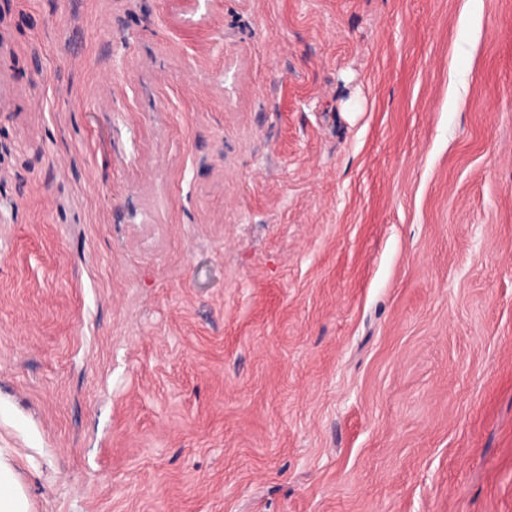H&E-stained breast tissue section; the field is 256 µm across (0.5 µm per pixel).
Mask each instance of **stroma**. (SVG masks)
Listing matches in <instances>:
<instances>
[{"label":"stroma","instance_id":"1","mask_svg":"<svg viewBox=\"0 0 512 512\" xmlns=\"http://www.w3.org/2000/svg\"><path fill=\"white\" fill-rule=\"evenodd\" d=\"M0 460L512 512V0H0Z\"/></svg>","mask_w":512,"mask_h":512}]
</instances>
